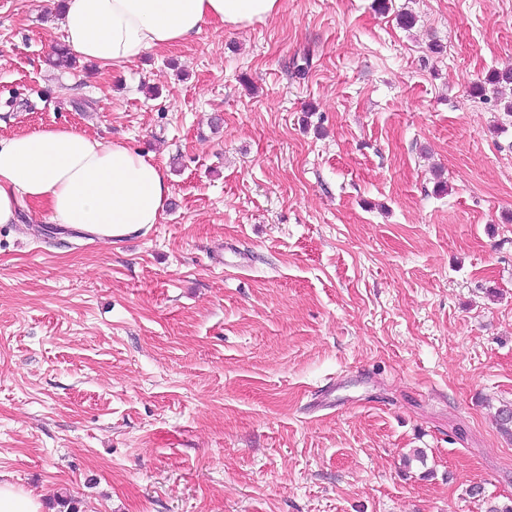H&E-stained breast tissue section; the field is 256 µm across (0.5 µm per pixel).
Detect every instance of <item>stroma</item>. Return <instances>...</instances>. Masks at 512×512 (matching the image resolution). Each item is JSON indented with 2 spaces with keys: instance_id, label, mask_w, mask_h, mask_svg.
Here are the masks:
<instances>
[{
  "instance_id": "obj_1",
  "label": "stroma",
  "mask_w": 512,
  "mask_h": 512,
  "mask_svg": "<svg viewBox=\"0 0 512 512\" xmlns=\"http://www.w3.org/2000/svg\"><path fill=\"white\" fill-rule=\"evenodd\" d=\"M63 38L0 0V139H122L171 198L118 243L0 224V481L79 512L512 502V0H281L110 68L51 67Z\"/></svg>"
}]
</instances>
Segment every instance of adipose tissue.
I'll return each mask as SVG.
<instances>
[{
    "label": "adipose tissue",
    "mask_w": 512,
    "mask_h": 512,
    "mask_svg": "<svg viewBox=\"0 0 512 512\" xmlns=\"http://www.w3.org/2000/svg\"><path fill=\"white\" fill-rule=\"evenodd\" d=\"M280 0H64L69 49L99 67L130 63L208 26H248ZM171 195L162 166L123 142L49 128L0 140V224L24 202L46 205L55 222L124 239L156 224Z\"/></svg>",
    "instance_id": "ef3b65f1"
}]
</instances>
